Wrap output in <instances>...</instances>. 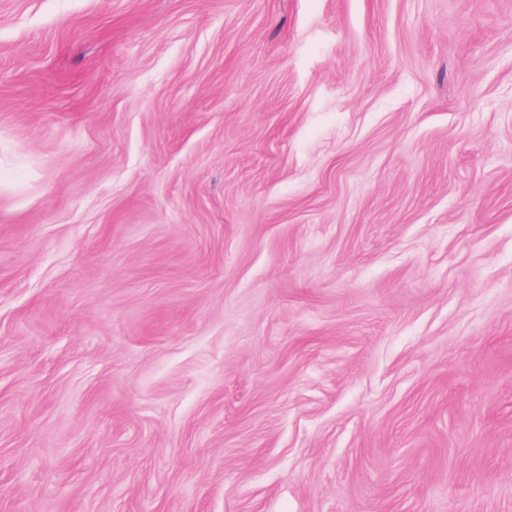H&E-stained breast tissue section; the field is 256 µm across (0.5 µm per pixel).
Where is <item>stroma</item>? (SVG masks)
Listing matches in <instances>:
<instances>
[{"instance_id":"obj_1","label":"stroma","mask_w":512,"mask_h":512,"mask_svg":"<svg viewBox=\"0 0 512 512\" xmlns=\"http://www.w3.org/2000/svg\"><path fill=\"white\" fill-rule=\"evenodd\" d=\"M0 512H512V0H0Z\"/></svg>"}]
</instances>
